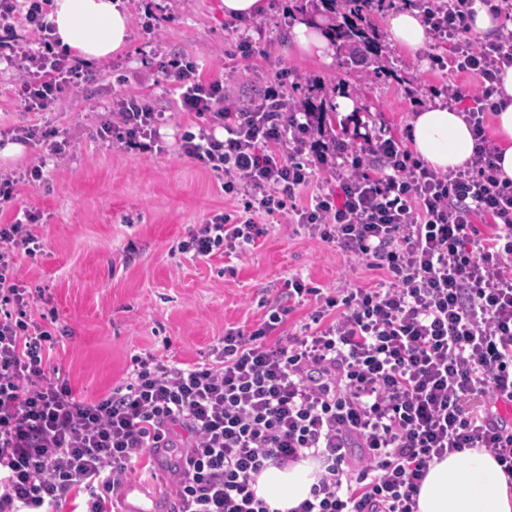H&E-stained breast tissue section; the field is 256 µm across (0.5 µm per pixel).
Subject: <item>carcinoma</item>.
<instances>
[{
  "instance_id": "1",
  "label": "carcinoma",
  "mask_w": 512,
  "mask_h": 512,
  "mask_svg": "<svg viewBox=\"0 0 512 512\" xmlns=\"http://www.w3.org/2000/svg\"><path fill=\"white\" fill-rule=\"evenodd\" d=\"M301 14L314 7L310 18L321 22L336 55L350 80L363 86L382 74L381 67L370 68L378 58L379 44L371 17L384 0H294Z\"/></svg>"
}]
</instances>
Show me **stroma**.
Returning a JSON list of instances; mask_svg holds the SVG:
<instances>
[{
	"label": "stroma",
	"mask_w": 512,
	"mask_h": 512,
	"mask_svg": "<svg viewBox=\"0 0 512 512\" xmlns=\"http://www.w3.org/2000/svg\"><path fill=\"white\" fill-rule=\"evenodd\" d=\"M270 14L230 19L221 0H126L131 36L106 63L85 68L89 81L65 91L54 111L27 112L12 90L10 73H0V129L36 125L65 130L64 156L47 160L39 186H21L18 202L37 216L42 245L36 258H18L20 274L44 289L34 315L55 320L67 334L49 353L77 396L92 399L126 381L135 357L192 364L208 356L225 329H249L263 321L285 280L303 279L321 288L343 284L373 287L383 271L366 267L331 244L292 233L276 223L256 246L239 255L207 260L178 252L212 215L232 208L222 181L212 171L180 156L175 137L197 126L190 113H177L174 95L157 85L159 65L191 57L205 76L222 75L233 63L224 44L248 34L257 52L250 59V87L261 90L281 68L296 101L313 100L331 109L337 96L353 98L355 109L371 112L398 137L430 87L453 84L479 96L481 84L468 73L432 68L430 57L453 55L454 42L432 41L416 60L381 41L378 65L384 76L363 93L339 84V61L325 64L289 49L297 14L291 0H271ZM117 95L147 96L174 114L160 133L165 152L143 156L99 140L97 124L109 116Z\"/></svg>",
	"instance_id": "1"
}]
</instances>
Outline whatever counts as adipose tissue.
<instances>
[{
    "label": "adipose tissue",
    "mask_w": 512,
    "mask_h": 512,
    "mask_svg": "<svg viewBox=\"0 0 512 512\" xmlns=\"http://www.w3.org/2000/svg\"><path fill=\"white\" fill-rule=\"evenodd\" d=\"M52 35L69 55L84 61L105 60L122 51L129 39L130 19L121 0H54ZM392 47L411 57L427 51L428 27L418 11L404 9L386 19ZM292 42L303 57L331 63L335 54L328 37L315 25L298 22ZM502 102L493 114L500 179L512 180V67L499 74ZM406 139L430 169L445 173L468 161L475 148L472 129L457 106L435 102L410 119ZM316 481L312 463L284 469L271 467L257 479L255 491L275 512H290L309 494ZM418 512H512V481L484 449L469 448L434 461L418 494Z\"/></svg>",
    "instance_id": "obj_1"
}]
</instances>
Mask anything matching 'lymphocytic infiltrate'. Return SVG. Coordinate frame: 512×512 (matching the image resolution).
Masks as SVG:
<instances>
[{"mask_svg": "<svg viewBox=\"0 0 512 512\" xmlns=\"http://www.w3.org/2000/svg\"><path fill=\"white\" fill-rule=\"evenodd\" d=\"M438 39H458L439 68L477 75L482 93L466 111L472 158L443 174L395 135L346 141L324 112L295 106L287 82L233 102L224 82L196 62L163 66L159 82L179 111L200 118L178 152L242 197L179 243L201 259L238 254L265 235L263 216L287 218L390 279L371 288H322L287 280L255 329L227 330L211 362L139 358L121 385L94 400L74 395L47 367L53 328L32 316L43 291L21 279L18 253L36 257L35 213L0 224V512H112V498L145 456L176 453L172 512H272L252 486L268 467L318 462L309 498L292 512H416L433 459L482 448L512 479V431L491 421L512 399V181L500 180L485 128L497 111V75L512 66V32L461 41L482 4L495 16L512 0H416ZM52 0H0V63L25 111L53 110L88 77L55 52ZM37 43L12 42L16 26ZM96 135L146 155L163 152L169 121L145 98L117 96ZM224 137H217V130ZM333 186L312 192L318 177ZM491 226L480 235L476 223ZM314 303L299 333L280 329Z\"/></svg>", "mask_w": 512, "mask_h": 512, "instance_id": "f902f5d3", "label": "lymphocytic infiltrate"}]
</instances>
